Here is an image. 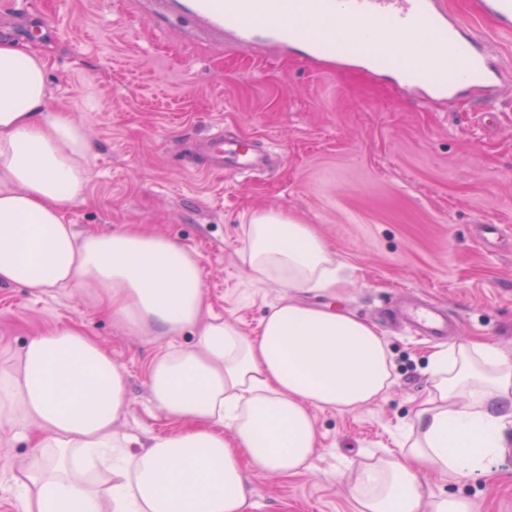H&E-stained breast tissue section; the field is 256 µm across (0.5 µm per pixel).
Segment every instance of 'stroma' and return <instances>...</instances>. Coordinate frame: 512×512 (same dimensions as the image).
Listing matches in <instances>:
<instances>
[{
    "label": "stroma",
    "instance_id": "stroma-1",
    "mask_svg": "<svg viewBox=\"0 0 512 512\" xmlns=\"http://www.w3.org/2000/svg\"><path fill=\"white\" fill-rule=\"evenodd\" d=\"M447 2L512 67V33L474 15L468 0ZM0 38L44 53L51 107L73 110L95 147L86 198L66 212L78 232L142 228L172 238L198 257L208 314L250 335L287 291L252 279L240 225L251 212L283 210L312 225L342 265L341 285L306 301L347 310L387 342L389 394L346 413L313 408L320 445L309 468L252 474L253 512H357L347 460L398 453L428 391L429 356L443 345L389 319L402 300L443 305L459 322L458 340L512 357V95L489 104L480 90L454 102L404 98L392 75L331 71L261 42L240 52L174 13L158 29L144 0H0ZM219 124L256 138L270 167L206 174L192 149ZM69 326L123 367L121 430H176L150 400L148 366L168 346L196 344L193 331L149 336L92 294L0 286V368L31 336ZM39 436L21 417L0 426V512H22L15 478ZM423 483L476 512H512V446L479 478L430 471Z\"/></svg>",
    "mask_w": 512,
    "mask_h": 512
}]
</instances>
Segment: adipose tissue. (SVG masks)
Segmentation results:
<instances>
[{
    "mask_svg": "<svg viewBox=\"0 0 512 512\" xmlns=\"http://www.w3.org/2000/svg\"><path fill=\"white\" fill-rule=\"evenodd\" d=\"M47 67L0 39V285L91 291L130 330L194 328L198 341L152 360L151 399L180 428L138 445L116 426L126 376L99 343L67 327L30 337L0 369V424L20 413L42 432L17 479L22 512H248L250 471L307 469L319 448L312 408L347 412L391 389L388 345L343 309L294 299L339 278L327 243L284 211L252 212L241 227L253 279L289 291L250 336L206 317L198 258L169 237L78 233L66 212L86 196L92 142L50 108ZM428 374L399 454L357 463L359 512H473L427 495L421 477L487 472L512 427V360L463 341L432 352Z\"/></svg>",
    "mask_w": 512,
    "mask_h": 512,
    "instance_id": "ef3b65f1",
    "label": "adipose tissue"
}]
</instances>
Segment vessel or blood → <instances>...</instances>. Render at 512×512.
<instances>
[{"label": "vessel or blood", "instance_id": "1", "mask_svg": "<svg viewBox=\"0 0 512 512\" xmlns=\"http://www.w3.org/2000/svg\"><path fill=\"white\" fill-rule=\"evenodd\" d=\"M474 11L512 32V0H473ZM183 11L216 34H230L243 48L261 39L284 48L305 46L315 58L320 43L343 45L336 24L343 21L361 32L351 59L364 62L369 74L387 69L393 57L417 52L432 56L431 69H401L402 89L424 99L454 100L477 87L497 89L512 82V72L493 60L486 41L449 12L446 0H188ZM212 171H255L266 157L254 141L225 139L216 126L204 141ZM406 319L421 332L444 336L450 330L446 312L434 305L412 306Z\"/></svg>", "mask_w": 512, "mask_h": 512}]
</instances>
